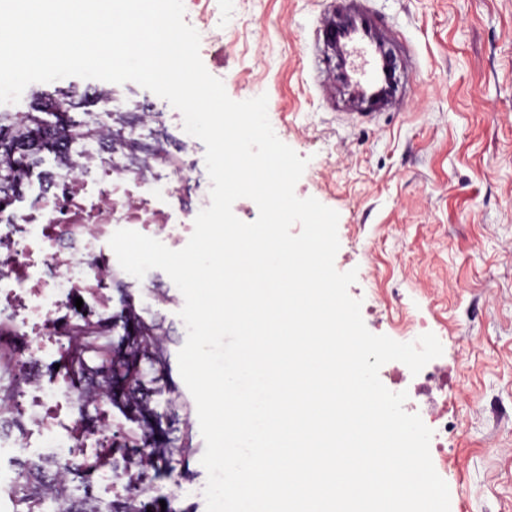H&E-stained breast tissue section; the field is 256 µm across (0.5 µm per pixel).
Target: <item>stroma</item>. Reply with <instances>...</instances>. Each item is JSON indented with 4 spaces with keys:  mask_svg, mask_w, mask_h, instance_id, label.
Listing matches in <instances>:
<instances>
[{
    "mask_svg": "<svg viewBox=\"0 0 512 512\" xmlns=\"http://www.w3.org/2000/svg\"><path fill=\"white\" fill-rule=\"evenodd\" d=\"M414 91L359 115L319 35L331 0H207L224 30L229 97L267 95L282 142L307 166L295 186L339 214L338 271L356 270L363 321L391 335L395 311L448 341L459 466L450 512H512V0H365ZM162 322L171 387L183 296L145 302Z\"/></svg>",
    "mask_w": 512,
    "mask_h": 512,
    "instance_id": "stroma-1",
    "label": "stroma"
}]
</instances>
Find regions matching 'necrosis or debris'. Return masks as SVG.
<instances>
[{"label": "necrosis or debris", "mask_w": 512, "mask_h": 512, "mask_svg": "<svg viewBox=\"0 0 512 512\" xmlns=\"http://www.w3.org/2000/svg\"><path fill=\"white\" fill-rule=\"evenodd\" d=\"M173 119L176 160L155 157L139 171L121 152L91 145L78 168L61 172L25 209L0 210V376L20 383L18 394L0 404V459L46 464L42 485L62 487L61 497L45 499L54 510L88 494L101 505L140 498L147 489L137 479L151 469L146 458L98 468L86 486L71 480L122 428L95 389L73 386L71 377L89 364L79 324L104 318L113 280L127 277L109 246L112 234L135 230L178 250L210 204L211 186L192 161L198 140L184 131L181 112ZM63 358L64 372L56 368ZM414 390L424 399L431 447L446 451L438 371L425 373Z\"/></svg>", "instance_id": "necrosis-or-debris-1"}]
</instances>
